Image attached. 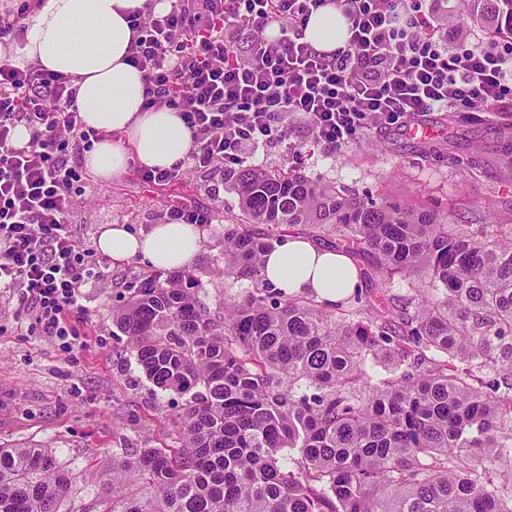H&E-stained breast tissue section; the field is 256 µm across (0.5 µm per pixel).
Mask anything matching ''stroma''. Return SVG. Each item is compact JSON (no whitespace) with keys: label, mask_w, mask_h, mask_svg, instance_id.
I'll return each instance as SVG.
<instances>
[{"label":"stroma","mask_w":512,"mask_h":512,"mask_svg":"<svg viewBox=\"0 0 512 512\" xmlns=\"http://www.w3.org/2000/svg\"><path fill=\"white\" fill-rule=\"evenodd\" d=\"M421 122L432 128L433 142L455 134L452 153L426 154L407 128L367 132L335 152L312 148L291 155L286 145L300 139L295 124L285 127L282 144L259 149L253 167L296 169L314 181L333 183L375 200L386 199L453 215L469 228L486 227L497 237L512 235V170L495 159L496 141L512 127V101L499 112H479L477 120L449 128L443 112ZM216 193H209V186ZM223 200V221L207 225V239L190 269L201 299L215 305L224 294H239L246 282L219 275L224 228L240 211L235 193L222 176H198L160 187L126 172L106 183L89 177L87 192L75 199L71 222L75 236L95 245L102 225L123 224L135 234L160 222L164 202L213 205ZM154 268L134 258L114 266L106 280L85 289L83 317L74 328L81 345L63 350L56 339L32 328L22 313L0 312V447L46 448L72 473L73 491L61 512H105L103 490L112 482V456L125 448L175 447L171 416L187 395L164 392L140 372L124 336L112 322V307L136 279Z\"/></svg>","instance_id":"1"}]
</instances>
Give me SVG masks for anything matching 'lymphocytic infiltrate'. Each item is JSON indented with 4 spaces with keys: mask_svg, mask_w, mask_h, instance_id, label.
Here are the masks:
<instances>
[{
    "mask_svg": "<svg viewBox=\"0 0 512 512\" xmlns=\"http://www.w3.org/2000/svg\"><path fill=\"white\" fill-rule=\"evenodd\" d=\"M331 4L348 36L323 52L304 29ZM129 23L146 106L178 112L195 144L175 167L139 168L159 186L244 165L290 119L307 145L333 151L424 112L512 99V42L449 36L448 0H170L162 13L147 0ZM271 26L277 37H265ZM76 94L67 76L0 61V307L18 304L67 350L83 288L110 274L71 230L83 177L70 158L104 137L82 125ZM20 125L30 132L22 148L12 144Z\"/></svg>",
    "mask_w": 512,
    "mask_h": 512,
    "instance_id": "obj_1",
    "label": "lymphocytic infiltrate"
}]
</instances>
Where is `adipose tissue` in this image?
Returning a JSON list of instances; mask_svg holds the SVG:
<instances>
[{
    "label": "adipose tissue",
    "instance_id": "adipose-tissue-1",
    "mask_svg": "<svg viewBox=\"0 0 512 512\" xmlns=\"http://www.w3.org/2000/svg\"><path fill=\"white\" fill-rule=\"evenodd\" d=\"M146 0H45L26 22L23 38L0 37V58L23 67L35 63L70 76L77 89L76 107L83 125L106 132L86 156L87 168L102 180L122 174L129 159L148 168L169 169L193 148L189 130L177 112L146 108L140 70L126 61L132 31L130 12ZM347 38L336 7L312 15L304 39L332 51ZM207 236L197 224H158L134 235L122 224L102 228L99 251L121 264L142 257L157 268L187 267ZM262 281L288 295L313 296L335 304L356 292L359 270L345 254L288 236L264 256Z\"/></svg>",
    "mask_w": 512,
    "mask_h": 512
}]
</instances>
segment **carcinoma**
I'll list each match as a JSON object with an SVG mask.
<instances>
[{
	"instance_id": "obj_1",
	"label": "carcinoma",
	"mask_w": 512,
	"mask_h": 512,
	"mask_svg": "<svg viewBox=\"0 0 512 512\" xmlns=\"http://www.w3.org/2000/svg\"><path fill=\"white\" fill-rule=\"evenodd\" d=\"M458 17L512 37V0ZM240 223L224 279L241 298L202 303L190 271L138 279L112 307L146 378L191 394L177 448L112 455L106 512H512V239L448 215L375 202L297 171L224 172ZM314 224L370 259L366 324L259 278L273 231ZM411 280L394 298L386 285ZM69 470L46 448H0V512H58Z\"/></svg>"
}]
</instances>
